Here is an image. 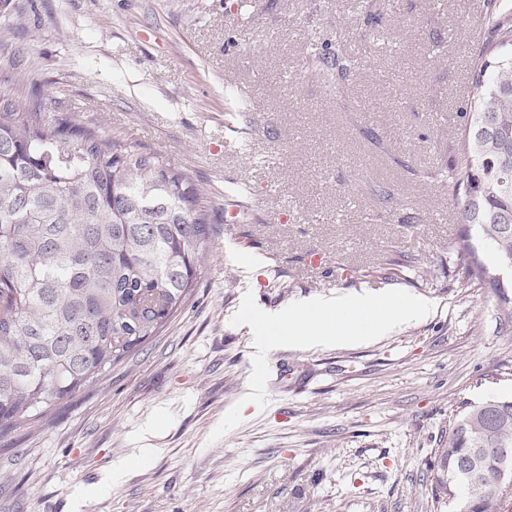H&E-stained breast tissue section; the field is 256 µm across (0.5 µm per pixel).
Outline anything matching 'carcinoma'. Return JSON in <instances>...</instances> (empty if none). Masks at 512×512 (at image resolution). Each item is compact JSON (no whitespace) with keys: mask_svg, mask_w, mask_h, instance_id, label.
Listing matches in <instances>:
<instances>
[{"mask_svg":"<svg viewBox=\"0 0 512 512\" xmlns=\"http://www.w3.org/2000/svg\"><path fill=\"white\" fill-rule=\"evenodd\" d=\"M512 0L484 16L457 163L426 178L449 188L463 231L466 286L496 297L512 326ZM320 70L357 67L324 44ZM213 201L191 174L129 135L107 136L0 69V439L61 405L139 351L184 307L214 246ZM488 448L481 474L459 469ZM512 452V397L462 401L441 435L426 512H503L500 449Z\"/></svg>","mask_w":512,"mask_h":512,"instance_id":"1","label":"carcinoma"}]
</instances>
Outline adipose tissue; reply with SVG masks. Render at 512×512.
<instances>
[{
	"label": "adipose tissue",
	"instance_id": "adipose-tissue-1",
	"mask_svg": "<svg viewBox=\"0 0 512 512\" xmlns=\"http://www.w3.org/2000/svg\"><path fill=\"white\" fill-rule=\"evenodd\" d=\"M430 311V304L419 298L391 296L381 302L363 296L312 298L277 312L254 315L255 349L262 356L284 343L305 347L360 343Z\"/></svg>",
	"mask_w": 512,
	"mask_h": 512
}]
</instances>
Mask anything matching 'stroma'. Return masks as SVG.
<instances>
[{
  "label": "stroma",
  "mask_w": 512,
  "mask_h": 512,
  "mask_svg": "<svg viewBox=\"0 0 512 512\" xmlns=\"http://www.w3.org/2000/svg\"><path fill=\"white\" fill-rule=\"evenodd\" d=\"M0 32L19 78L189 171L218 228L159 335L0 441V512H424L458 404L512 396V327L465 287L457 214L420 177L456 162L483 0H9ZM340 35L359 66L328 85L308 44ZM388 257L398 276H370ZM349 292L432 311L256 365L250 311Z\"/></svg>",
  "instance_id": "35a3bbf8"
}]
</instances>
